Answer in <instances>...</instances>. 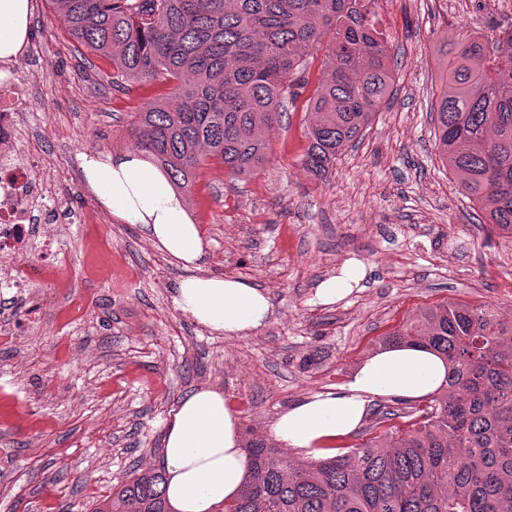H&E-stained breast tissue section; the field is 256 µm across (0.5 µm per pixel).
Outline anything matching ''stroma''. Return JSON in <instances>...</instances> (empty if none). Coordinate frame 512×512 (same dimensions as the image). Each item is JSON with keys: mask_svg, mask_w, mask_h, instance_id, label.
<instances>
[{"mask_svg": "<svg viewBox=\"0 0 512 512\" xmlns=\"http://www.w3.org/2000/svg\"><path fill=\"white\" fill-rule=\"evenodd\" d=\"M390 47L393 95L327 179L302 165L306 88L248 177L213 161L197 170L187 210L211 239L214 274L267 289L274 316L228 339L179 312L184 274L139 228L115 223L82 182L81 154L132 150L137 112L170 91L148 82L112 88L109 60L78 44L51 0H35L30 42L12 74L30 130L19 147L78 224L62 227V285L35 282L39 332L0 345V512H91L136 468L157 467L164 421L192 389L224 392L243 437L271 438L300 398L337 390L377 340L420 308L492 304L512 316V238L491 231L462 195L435 145L436 51L469 34L512 26V0H377ZM367 275L343 301L320 305L316 284L347 259Z\"/></svg>", "mask_w": 512, "mask_h": 512, "instance_id": "obj_1", "label": "stroma"}]
</instances>
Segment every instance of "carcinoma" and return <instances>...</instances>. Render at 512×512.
<instances>
[{
    "instance_id": "cac0c4a2",
    "label": "carcinoma",
    "mask_w": 512,
    "mask_h": 512,
    "mask_svg": "<svg viewBox=\"0 0 512 512\" xmlns=\"http://www.w3.org/2000/svg\"><path fill=\"white\" fill-rule=\"evenodd\" d=\"M377 0H53L73 39L112 61L115 87L168 81L137 113L133 146L182 192L214 159L231 173L261 169L268 132L296 99L309 53L327 70L308 107L307 169L328 173L392 94ZM430 112L437 147L488 223L512 236V28L468 35L443 52ZM416 344L449 365L424 407L384 406L406 430L293 462L267 440L246 441L250 475L224 512H512V320L491 306L424 307L381 346ZM93 512H173L164 472L135 470Z\"/></svg>"
}]
</instances>
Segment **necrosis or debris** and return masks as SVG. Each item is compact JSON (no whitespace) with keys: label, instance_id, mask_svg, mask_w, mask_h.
Instances as JSON below:
<instances>
[{"label":"necrosis or debris","instance_id":"obj_1","mask_svg":"<svg viewBox=\"0 0 512 512\" xmlns=\"http://www.w3.org/2000/svg\"><path fill=\"white\" fill-rule=\"evenodd\" d=\"M16 85L0 81V292L21 297L35 279L52 280L63 261L51 223L61 202L31 172V159L18 143L24 135ZM35 251L36 268L22 266L21 254Z\"/></svg>","mask_w":512,"mask_h":512}]
</instances>
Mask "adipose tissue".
I'll use <instances>...</instances> for the list:
<instances>
[{"label": "adipose tissue", "instance_id": "obj_1", "mask_svg": "<svg viewBox=\"0 0 512 512\" xmlns=\"http://www.w3.org/2000/svg\"><path fill=\"white\" fill-rule=\"evenodd\" d=\"M33 8V0H0V59L17 58L27 45ZM81 171L86 189L114 220L139 227L186 269L173 297L184 316L231 339L255 334L269 323L273 304L267 290L203 271L210 243L182 196L145 153L133 150L115 157L88 152L81 157ZM365 276L363 263L348 260L336 275L317 284L315 295L323 304L339 302ZM447 377V361L430 350L410 344L382 348L365 358L338 390L302 397L278 414L272 434L282 447L315 456L321 444L356 430L374 399H424ZM160 463L176 512H212L239 496L250 463L240 420L221 389L197 388L170 411Z\"/></svg>", "mask_w": 512, "mask_h": 512}]
</instances>
